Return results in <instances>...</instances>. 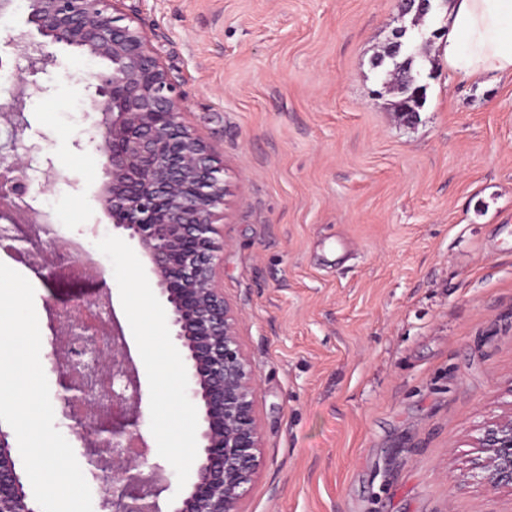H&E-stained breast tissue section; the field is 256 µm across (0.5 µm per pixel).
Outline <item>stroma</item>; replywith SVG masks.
Returning <instances> with one entry per match:
<instances>
[{"instance_id":"obj_1","label":"stroma","mask_w":512,"mask_h":512,"mask_svg":"<svg viewBox=\"0 0 512 512\" xmlns=\"http://www.w3.org/2000/svg\"><path fill=\"white\" fill-rule=\"evenodd\" d=\"M157 30L187 119L224 167V296L258 378L264 461L244 512H512V491L467 469L487 418L512 411V77L452 73L437 35L419 60L425 98L396 112L374 60L410 26L398 0H127ZM93 63L67 51L38 82L28 119L64 181L38 198L53 239L89 243L90 297L108 296L145 394L159 364L142 353L130 287L164 328L165 307L134 242L96 200ZM78 179V187L67 178ZM33 285L40 333L66 282ZM106 278H99V270ZM142 427L170 484L162 512L195 479L201 411L175 386Z\"/></svg>"}]
</instances>
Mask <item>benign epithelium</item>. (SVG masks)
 <instances>
[{
  "label": "benign epithelium",
  "instance_id": "obj_1",
  "mask_svg": "<svg viewBox=\"0 0 512 512\" xmlns=\"http://www.w3.org/2000/svg\"><path fill=\"white\" fill-rule=\"evenodd\" d=\"M126 0H28L29 30L6 46L20 51L25 66L10 100L0 106V125L8 142L0 144V184L18 196L39 194L62 179L52 159L42 157L31 139L28 99L49 88L33 77L56 62V47L97 60L89 110L97 119L86 143L102 159L104 180L98 202L112 229L137 242L155 285L168 305V325L186 351L191 370L185 376L190 399L202 405L203 442L196 480L179 495L173 512H242L263 462L256 414L257 377L238 336V317L224 297L217 209L224 203L223 167L209 144L185 118L179 80L157 56L155 32L126 12ZM434 0H400L401 15H424ZM43 37L30 40V30ZM52 281L64 274L56 260L41 255L36 269ZM49 357L59 374L60 403L68 429L84 448L87 470L99 483L101 512H161L158 499L169 490L164 468L150 462L140 433L143 391L129 354L124 328L113 317L109 353L93 364L112 379L116 410L112 422L92 427L71 414V404L90 394L64 363L66 342L91 329L75 320L69 327L52 321ZM477 454L470 477L492 489L512 490V415L485 421L473 440ZM11 434L0 427V512H38L25 477L12 455Z\"/></svg>",
  "mask_w": 512,
  "mask_h": 512
}]
</instances>
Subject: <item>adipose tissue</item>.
Here are the masks:
<instances>
[{"mask_svg":"<svg viewBox=\"0 0 512 512\" xmlns=\"http://www.w3.org/2000/svg\"><path fill=\"white\" fill-rule=\"evenodd\" d=\"M442 53L457 75L512 77V0H451Z\"/></svg>","mask_w":512,"mask_h":512,"instance_id":"1","label":"adipose tissue"}]
</instances>
